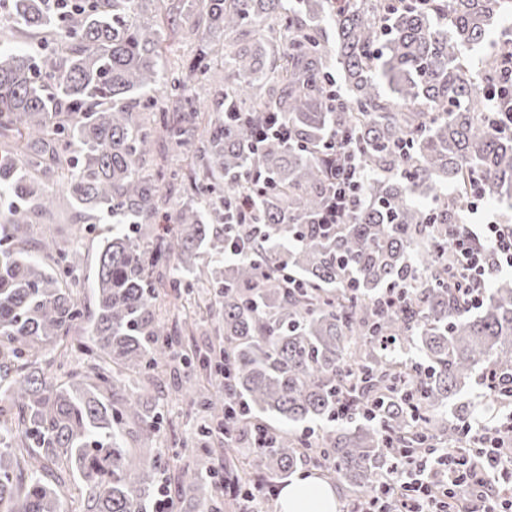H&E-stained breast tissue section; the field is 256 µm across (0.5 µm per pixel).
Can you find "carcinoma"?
Returning <instances> with one entry per match:
<instances>
[{"instance_id":"obj_1","label":"carcinoma","mask_w":512,"mask_h":512,"mask_svg":"<svg viewBox=\"0 0 512 512\" xmlns=\"http://www.w3.org/2000/svg\"><path fill=\"white\" fill-rule=\"evenodd\" d=\"M64 2L0 0V28L46 42L0 38V403L23 425L0 422V512H60L69 482L82 512H224L197 468L176 476L193 503L162 499L169 458L128 446L163 419L128 375L172 356L215 368L224 388H187L212 425L182 448L219 433L228 460L247 446L252 471L279 477L308 454L359 497L396 461L387 445L460 443L447 413L461 389L482 379L487 405L507 399L512 278L477 310L459 303L448 225L474 184L512 211V133L488 124L480 93L505 80L512 29L498 22L512 0H191L189 54L162 31L185 0L154 24L145 0ZM270 116L288 138L256 140ZM334 138L370 178L349 223L325 229ZM186 181L190 196L165 206L160 185ZM61 193L75 223L112 224L92 310L77 299L79 253L43 223ZM248 193L257 223H228ZM230 237L244 251L226 261ZM203 247L210 269L196 265ZM199 281L198 301L223 317L206 353L183 349L159 303ZM386 288L405 289L398 308H382ZM84 322L89 342L75 340ZM48 345L90 358L88 371L41 367ZM307 419L330 426L309 439L282 428Z\"/></svg>"}]
</instances>
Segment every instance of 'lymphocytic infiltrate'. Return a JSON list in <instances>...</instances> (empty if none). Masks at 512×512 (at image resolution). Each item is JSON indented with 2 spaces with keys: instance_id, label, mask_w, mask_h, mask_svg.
<instances>
[{
  "instance_id": "f902f5d3",
  "label": "lymphocytic infiltrate",
  "mask_w": 512,
  "mask_h": 512,
  "mask_svg": "<svg viewBox=\"0 0 512 512\" xmlns=\"http://www.w3.org/2000/svg\"><path fill=\"white\" fill-rule=\"evenodd\" d=\"M368 178L354 152L337 146L329 174L331 201L320 223H347L353 195ZM474 238L482 248L471 246ZM448 239L454 252L448 276L455 291L468 307H480L489 276L512 269V224L492 221L468 228L463 236L449 233ZM459 429L466 448L400 452L394 477L356 512H512V448L491 437L480 421H463Z\"/></svg>"
}]
</instances>
